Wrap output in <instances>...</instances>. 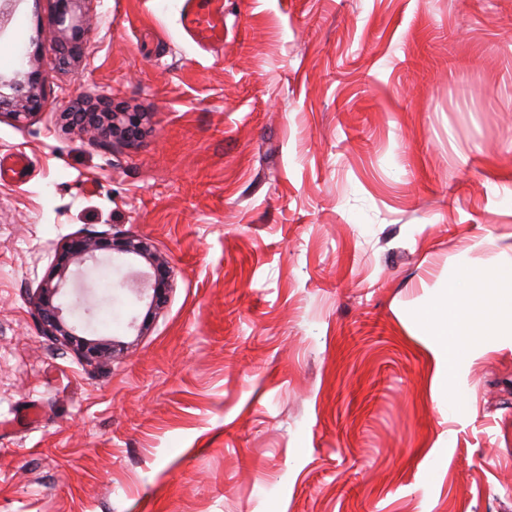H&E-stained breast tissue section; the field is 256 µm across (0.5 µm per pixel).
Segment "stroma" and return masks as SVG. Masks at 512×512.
<instances>
[{
	"mask_svg": "<svg viewBox=\"0 0 512 512\" xmlns=\"http://www.w3.org/2000/svg\"><path fill=\"white\" fill-rule=\"evenodd\" d=\"M91 0L76 62L52 0H7L0 78V512H512V326L453 368L420 323L512 260V0ZM149 116L131 145L78 102ZM149 238L168 301L88 285L87 364L32 305L68 237ZM146 317V316H145ZM451 373L454 390L439 388ZM200 47L224 42V0H190L181 19ZM3 86L6 85L0 79V117L9 114L22 123L43 108L45 98L42 88L32 77L9 82L10 94L2 92Z\"/></svg>",
	"mask_w": 512,
	"mask_h": 512,
	"instance_id": "35a3bbf8",
	"label": "stroma"
}]
</instances>
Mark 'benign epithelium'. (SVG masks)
<instances>
[{
	"instance_id": "1",
	"label": "benign epithelium",
	"mask_w": 512,
	"mask_h": 512,
	"mask_svg": "<svg viewBox=\"0 0 512 512\" xmlns=\"http://www.w3.org/2000/svg\"><path fill=\"white\" fill-rule=\"evenodd\" d=\"M91 0H54L59 26L58 62L66 64L76 58L75 51L85 32ZM11 93L0 91V115L9 114L21 123L40 111L45 103L41 86L33 79L11 81ZM68 126L94 139L120 140L131 143L139 138L147 119L145 112H114L112 105H88L63 113ZM140 258L148 263L149 287L131 292L146 302V317H151L165 302L169 290L168 261L154 249L152 242L136 235L74 236L61 246L55 263L33 299L43 334L64 343L88 362L111 357L120 343L105 338H88L84 328L68 318L64 303L70 286L87 270L104 260L126 262Z\"/></svg>"
}]
</instances>
